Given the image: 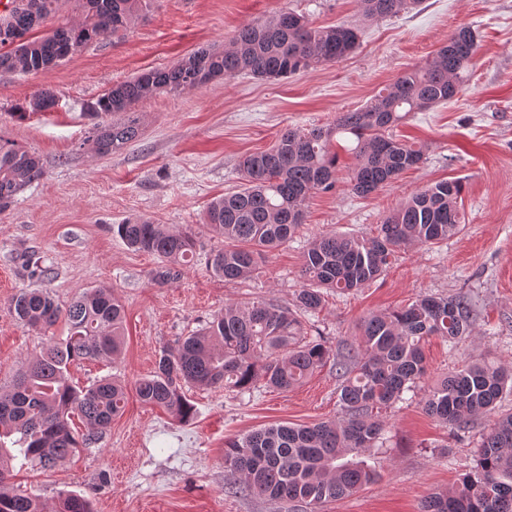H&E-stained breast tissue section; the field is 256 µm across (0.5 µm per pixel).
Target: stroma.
Instances as JSON below:
<instances>
[{
    "label": "stroma",
    "mask_w": 512,
    "mask_h": 512,
    "mask_svg": "<svg viewBox=\"0 0 512 512\" xmlns=\"http://www.w3.org/2000/svg\"><path fill=\"white\" fill-rule=\"evenodd\" d=\"M285 9L317 25L358 27V49L281 80L240 74L148 97L133 107L138 138L107 156L94 151L86 101L139 72L224 47L238 28ZM463 25L478 44L470 81L451 101L413 113L397 128L422 147L421 164L362 198L347 182L352 158L341 154L334 189L312 195L300 231L267 254L258 275L227 285L209 270L208 257L224 239L206 224V206L239 189L244 156L268 148L285 128L323 126L360 108L404 71L423 65ZM41 89L57 95L54 108L26 120L12 117L14 105ZM0 138L35 153L44 166L43 176L0 212V388L9 389L22 363L39 356L51 337L65 335L60 324L47 332L15 320L10 303L21 289H48L64 305L106 286L126 313L120 356L78 362L68 373L79 387L107 375L124 381L123 413L99 440L45 472L33 469L18 447L10 449L11 484L37 497L44 512H56L63 491L89 498L93 512H288L285 502L229 493L224 448L273 423L340 418L333 364L287 392L261 384L244 393L187 388L195 414L184 423L143 404L134 386L153 371L162 347L225 307L255 298L293 306L314 238L371 235L412 194L443 179L464 183V229L442 245L401 251L358 293L329 296L308 317V337L333 347L354 340L369 313L420 295L462 292L476 301L473 332L453 348L439 338L425 344L421 388L471 360L512 366V0H423L409 13L371 21L361 17L356 0H153L145 19L49 70L0 72ZM131 217L193 233L197 254L179 280L155 284L157 258L132 251L113 232ZM29 254L49 269V278L31 276ZM383 417L384 444L367 453L375 481L324 503L320 512H420L425 496L448 491L475 466L481 436L493 422L478 416L469 433L454 436L416 396Z\"/></svg>",
    "instance_id": "1"
}]
</instances>
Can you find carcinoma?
<instances>
[{
	"label": "carcinoma",
	"mask_w": 512,
	"mask_h": 512,
	"mask_svg": "<svg viewBox=\"0 0 512 512\" xmlns=\"http://www.w3.org/2000/svg\"><path fill=\"white\" fill-rule=\"evenodd\" d=\"M20 2L9 17L0 16V71H46L130 28L146 16L151 0ZM357 3L364 18L383 19L414 10L422 0ZM44 25V35H31ZM358 40L349 25L316 26L290 10L247 24L224 50L202 49L169 69L144 71L88 102L95 149L110 155L134 141L140 123L132 107L149 96L179 94L238 74L285 78L350 55ZM475 55L476 36L462 26L424 65L404 72L361 108L337 113L327 126L290 127L267 149L246 155L240 165L242 187L213 198L206 208V223L224 237V247L210 255L214 274L229 284L251 278L268 251L293 237L310 195L336 181L338 137L352 138L344 150L354 160L348 180L359 196L381 190L420 164L422 148L398 138L393 128L412 112L454 98L469 79ZM55 104L53 93L37 91L14 106V116L24 120ZM42 176L39 157L0 139V212ZM462 192L458 178L438 181L400 205L371 237L316 238L303 256L295 309L266 299L224 309L199 331L161 349L153 374L136 386L139 399L183 423L193 415L183 392L186 384L245 391L261 379L266 387L286 392L331 358L340 381L342 418L312 425L275 423L228 441L224 470L244 477L228 483V491L286 501L296 512H316L321 504L372 483L376 473L356 457L383 445L386 423L379 409L418 387L426 374V339L437 336L453 346L471 334L472 301L463 294L420 296L400 309L365 317L360 339L335 349L305 340L302 316L322 310L326 290L349 294L377 280L398 251L436 245L460 233ZM114 229L130 248L157 257L152 280L160 285L177 279L196 254L192 233L147 218H129ZM11 310L24 327L49 329L62 318L68 329L66 337L24 363L11 389L0 395V457L4 439L16 434L14 444L28 462L48 469L90 444L124 411L126 387L115 379L102 378L82 389L67 379L77 361L120 355L124 308L106 287L88 289L65 307L47 290L34 288L20 291ZM509 384L511 366L475 364L443 378L421 403L456 435L471 428L472 417L491 412ZM74 414L88 427L80 439L69 423ZM7 484L8 474L0 467V512H42L34 497ZM59 512L92 510L85 497L67 494ZM421 512H512V412L496 417L482 437L476 466L456 488L428 495Z\"/></svg>",
	"instance_id": "cac0c4a2"
}]
</instances>
